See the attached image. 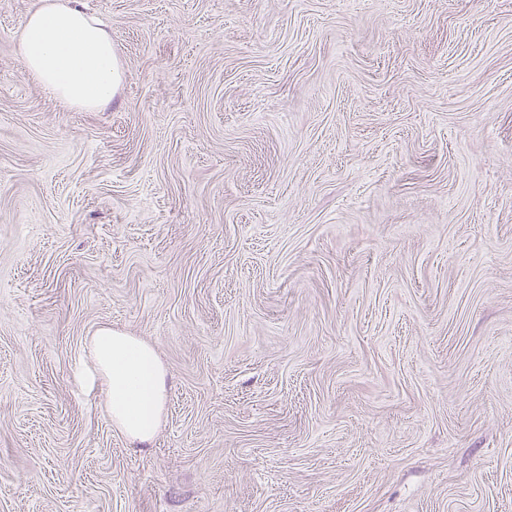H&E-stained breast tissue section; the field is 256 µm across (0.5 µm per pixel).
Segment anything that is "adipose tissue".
<instances>
[{
    "label": "adipose tissue",
    "mask_w": 512,
    "mask_h": 512,
    "mask_svg": "<svg viewBox=\"0 0 512 512\" xmlns=\"http://www.w3.org/2000/svg\"><path fill=\"white\" fill-rule=\"evenodd\" d=\"M19 55L28 76L80 110L108 105L120 80L111 33L72 0H40L26 19ZM88 350L113 426L132 442L151 443L165 402V371L153 346L103 328Z\"/></svg>",
    "instance_id": "obj_1"
}]
</instances>
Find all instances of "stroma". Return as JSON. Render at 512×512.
<instances>
[{
    "label": "stroma",
    "instance_id": "1",
    "mask_svg": "<svg viewBox=\"0 0 512 512\" xmlns=\"http://www.w3.org/2000/svg\"><path fill=\"white\" fill-rule=\"evenodd\" d=\"M81 3L93 111L0 0V512H512V0ZM71 2L40 0L20 37V60L28 76L69 106L100 109L121 75L112 34ZM88 350L106 386L112 425L132 442L151 443L160 426L166 393L164 367L153 346L103 328L90 336Z\"/></svg>",
    "mask_w": 512,
    "mask_h": 512
}]
</instances>
